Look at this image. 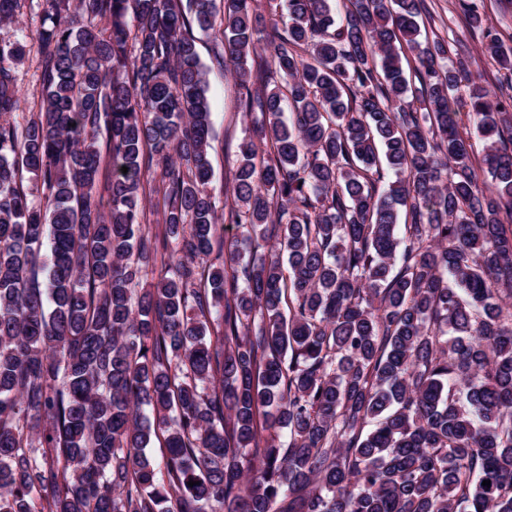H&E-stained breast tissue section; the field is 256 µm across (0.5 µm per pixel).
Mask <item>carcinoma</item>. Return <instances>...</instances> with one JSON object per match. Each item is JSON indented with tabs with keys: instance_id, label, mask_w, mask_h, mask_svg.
<instances>
[{
	"instance_id": "cac0c4a2",
	"label": "carcinoma",
	"mask_w": 512,
	"mask_h": 512,
	"mask_svg": "<svg viewBox=\"0 0 512 512\" xmlns=\"http://www.w3.org/2000/svg\"><path fill=\"white\" fill-rule=\"evenodd\" d=\"M27 1V113L0 41V512H512V95L471 81L458 125L426 0H0V23ZM216 27L263 117L220 207ZM38 26V18L30 10L29 2L20 10L16 22L0 26V40L2 41L13 42L24 38L25 35L27 36L26 58L23 64L19 65L17 74L20 92L29 102H32L34 97L37 101L41 89L35 64L38 44L35 40L31 39Z\"/></svg>"
}]
</instances>
